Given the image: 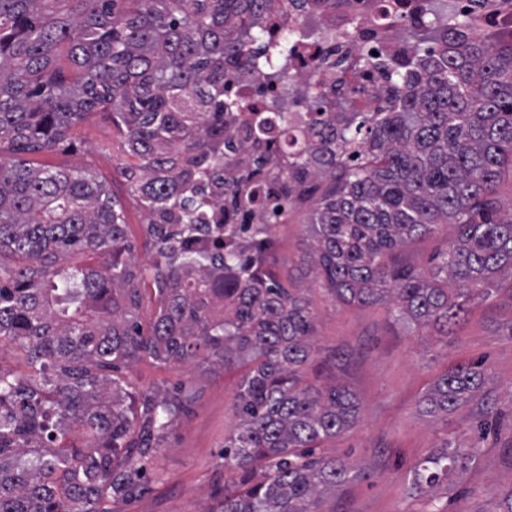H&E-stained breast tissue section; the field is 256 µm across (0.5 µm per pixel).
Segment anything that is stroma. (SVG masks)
Returning <instances> with one entry per match:
<instances>
[{
	"label": "stroma",
	"instance_id": "stroma-1",
	"mask_svg": "<svg viewBox=\"0 0 512 512\" xmlns=\"http://www.w3.org/2000/svg\"><path fill=\"white\" fill-rule=\"evenodd\" d=\"M44 165L92 168L121 204L126 233L137 263L151 266L145 248V216L128 192L124 135L106 115H90L80 126L75 148L38 155ZM311 202L295 211L291 223L276 225L267 261L278 279L306 289L315 315L317 349L306 379L347 385L360 404L358 423L316 448V456L351 461L357 477L327 495L324 512H495L489 488L512 487V279H500L497 292L471 305L453 336L390 318L386 306L345 304L321 289L307 253ZM482 364L487 381L470 404L435 418L422 414L420 398L435 380L459 365ZM241 369L210 371L202 361L159 364L141 359L122 372L130 390L191 398L190 410L169 430L147 463L146 488L131 498L106 502L107 512H208L225 487L250 474L224 467V439L236 428L235 392ZM497 411L486 438L477 427ZM479 446L477 456L437 489L414 486L415 463L441 451L446 441Z\"/></svg>",
	"mask_w": 512,
	"mask_h": 512
}]
</instances>
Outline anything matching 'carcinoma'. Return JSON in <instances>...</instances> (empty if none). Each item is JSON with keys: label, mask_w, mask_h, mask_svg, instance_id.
I'll return each instance as SVG.
<instances>
[{"label": "carcinoma", "mask_w": 512, "mask_h": 512, "mask_svg": "<svg viewBox=\"0 0 512 512\" xmlns=\"http://www.w3.org/2000/svg\"><path fill=\"white\" fill-rule=\"evenodd\" d=\"M277 0H0V342L20 346L35 373L0 371V512H105L145 489L143 461L185 411L178 393H135L118 372L143 359L202 357L247 367L239 427L224 468H265L264 480L224 488L207 512H322L320 495L357 476L314 456L354 427L360 406L342 384L304 380L315 352L314 311L263 260L269 225L210 223L224 205V165L236 150L224 112L270 113L228 94L229 69L275 71L288 36L266 40L259 18ZM455 21L399 67L377 60L382 112L320 119L314 167L299 159L288 193L315 195L312 260L343 303L389 313L446 336L468 304L512 276V41L464 33ZM104 112L125 133L129 192L142 204L155 252L131 259L122 208L90 169L37 166L28 156L77 140ZM456 237L427 271L396 254L446 225ZM82 252L87 266L62 263ZM157 310L143 332L142 284ZM481 365H459L421 397L428 416L472 402ZM479 452L448 442L413 466L435 488Z\"/></svg>", "instance_id": "carcinoma-1"}]
</instances>
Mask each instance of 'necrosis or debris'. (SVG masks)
Wrapping results in <instances>:
<instances>
[{
	"instance_id": "1",
	"label": "necrosis or debris",
	"mask_w": 512,
	"mask_h": 512,
	"mask_svg": "<svg viewBox=\"0 0 512 512\" xmlns=\"http://www.w3.org/2000/svg\"><path fill=\"white\" fill-rule=\"evenodd\" d=\"M466 18L471 33L512 32V0H283L261 28L288 35L296 47L286 74H257L240 66L229 77L231 93L254 99L266 112L280 113L274 141L251 142L246 119L228 114L224 123L236 152L224 166L227 188L251 183L280 202L277 211L226 205L228 224H284L292 210L284 167L308 150L306 134L319 112H379L387 96L383 73L372 56L400 61L411 53L425 20L447 25Z\"/></svg>"
}]
</instances>
